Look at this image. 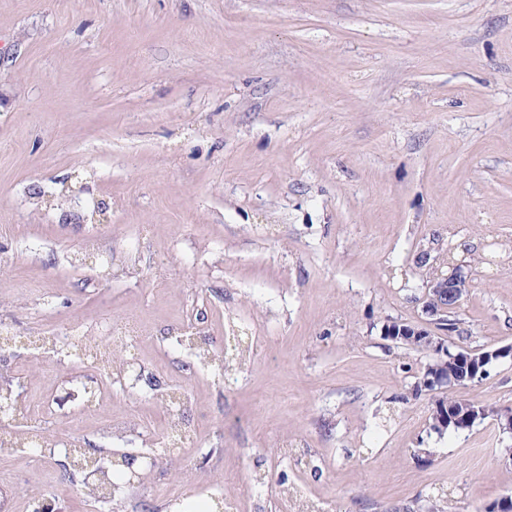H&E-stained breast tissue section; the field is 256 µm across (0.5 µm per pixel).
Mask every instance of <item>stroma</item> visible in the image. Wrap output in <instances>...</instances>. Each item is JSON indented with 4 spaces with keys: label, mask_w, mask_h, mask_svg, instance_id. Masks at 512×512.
Instances as JSON below:
<instances>
[{
    "label": "stroma",
    "mask_w": 512,
    "mask_h": 512,
    "mask_svg": "<svg viewBox=\"0 0 512 512\" xmlns=\"http://www.w3.org/2000/svg\"><path fill=\"white\" fill-rule=\"evenodd\" d=\"M78 189L65 208L48 196ZM105 202L96 212L97 202ZM469 275L450 342L512 344V0H0V323L25 338L21 403L55 402L92 361L42 336L128 347L193 439L166 452L149 387L97 377L81 432L39 431L158 465L109 506L63 457L0 458V512H448L512 496V363L454 388L493 415L429 428L421 252ZM241 337L231 375L189 371L178 341ZM432 455L420 460V449ZM289 496H281V488Z\"/></svg>",
    "instance_id": "1"
}]
</instances>
